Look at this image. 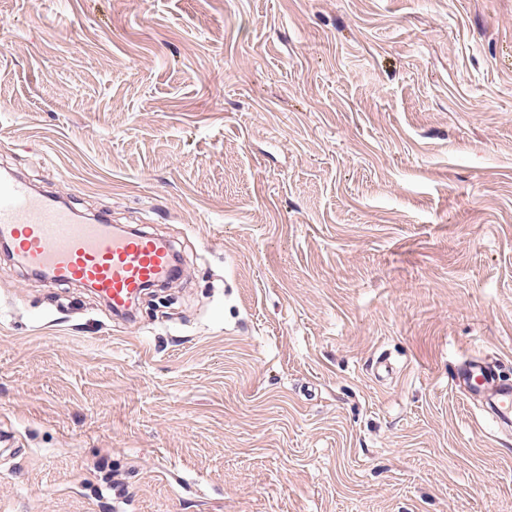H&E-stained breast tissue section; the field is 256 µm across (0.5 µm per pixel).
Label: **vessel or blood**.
Returning a JSON list of instances; mask_svg holds the SVG:
<instances>
[{
  "label": "vessel or blood",
  "instance_id": "obj_1",
  "mask_svg": "<svg viewBox=\"0 0 512 512\" xmlns=\"http://www.w3.org/2000/svg\"><path fill=\"white\" fill-rule=\"evenodd\" d=\"M20 269L53 281L85 284L117 314H127L147 285L168 280L173 253L163 239L98 218L82 219L66 204L15 175L0 178V241ZM458 385L486 400L501 422L512 421V384L491 364L474 361Z\"/></svg>",
  "mask_w": 512,
  "mask_h": 512
}]
</instances>
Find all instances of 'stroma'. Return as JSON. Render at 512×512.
<instances>
[{
	"label": "stroma",
	"instance_id": "35a3bbf8",
	"mask_svg": "<svg viewBox=\"0 0 512 512\" xmlns=\"http://www.w3.org/2000/svg\"><path fill=\"white\" fill-rule=\"evenodd\" d=\"M7 170L184 275L0 263V512H512V0H0ZM463 394L485 399L491 413L504 424L512 418V384L505 383L498 370L484 362H470L457 375Z\"/></svg>",
	"mask_w": 512,
	"mask_h": 512
}]
</instances>
